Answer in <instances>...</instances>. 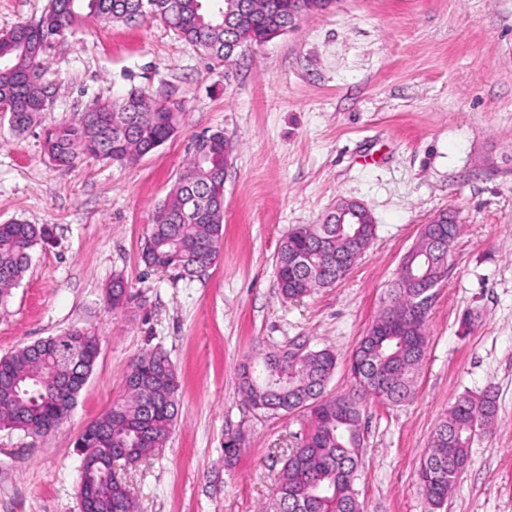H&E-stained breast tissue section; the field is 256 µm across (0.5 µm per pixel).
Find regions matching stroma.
<instances>
[{
  "instance_id": "1",
  "label": "stroma",
  "mask_w": 512,
  "mask_h": 512,
  "mask_svg": "<svg viewBox=\"0 0 512 512\" xmlns=\"http://www.w3.org/2000/svg\"><path fill=\"white\" fill-rule=\"evenodd\" d=\"M41 81L47 109L26 131L0 115V224L51 231L0 304V356L85 327L100 353L62 425L0 429V512H80L76 441L155 348L180 375L182 416L164 448L119 471L140 512H262L309 415L252 407L243 365L328 347V393L353 392L352 354L402 256L449 208L463 230L434 290L416 395L364 401L355 489L363 512H428L417 472L432 435L461 394L488 388L496 424L440 512H512V0H339L229 66L157 22L93 21L53 44ZM134 88L181 104L173 138L133 163L52 164L46 131ZM214 130L231 148L219 260L192 281L147 268L152 211ZM341 198L374 217L372 245L336 286L284 299L282 239ZM119 274L134 298L114 310L105 291ZM235 432L244 442L228 466Z\"/></svg>"
}]
</instances>
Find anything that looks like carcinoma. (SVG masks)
<instances>
[{
    "label": "carcinoma",
    "instance_id": "obj_1",
    "mask_svg": "<svg viewBox=\"0 0 512 512\" xmlns=\"http://www.w3.org/2000/svg\"><path fill=\"white\" fill-rule=\"evenodd\" d=\"M331 0H49L36 24H19L0 34V101L13 108L16 132L29 127L45 110L46 87L40 80L48 50L89 19L130 23L149 17L175 31L211 59L231 64L245 44H262L293 28L299 14L326 13ZM133 89L118 101H103L81 112L72 123L48 132L44 148L58 167L83 158L131 162L169 140L178 129L181 105L144 98ZM224 133L205 137L204 158L193 156L150 217L141 247L145 266L200 278L219 258L224 235ZM358 224H338L324 216L318 224L292 228L278 248V286L287 299L331 288L370 248L376 236L372 215L363 210ZM458 224H423L414 242L416 260L396 272L390 301L362 336L350 370L358 393L327 395L336 370L329 349L299 350L288 359L268 353L257 367H243L242 392L257 409L292 412L306 408L311 428L301 448L290 453L273 480L266 512H362L354 488L363 444L360 400L374 396L391 404L409 401L416 390L428 350L427 319H415L420 285L441 281L448 266L431 264L438 252L450 254ZM50 236L45 225L13 221L0 224V303L27 271L30 252ZM126 281L119 276L107 292L114 310L127 305ZM100 345L92 328L72 329L0 357V428L28 434L69 415L97 359L87 352ZM180 381L162 351L135 357L123 394L76 442L97 459L79 474V493L91 497L94 512H138L137 502L118 478L115 463L129 465L164 447L179 416ZM497 416L496 400L486 389L459 396L432 436L421 462L419 481L430 512H436L464 474L468 448Z\"/></svg>",
    "mask_w": 512,
    "mask_h": 512
}]
</instances>
